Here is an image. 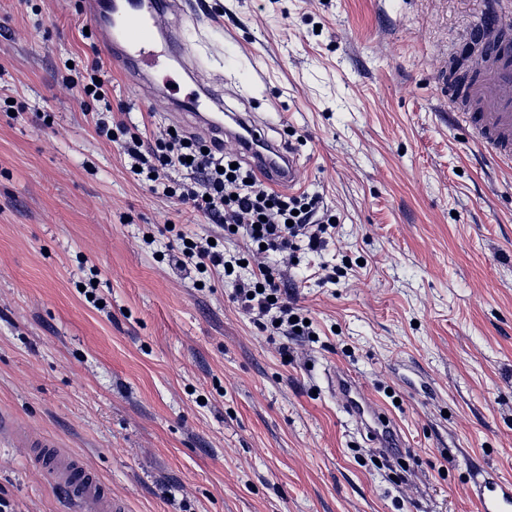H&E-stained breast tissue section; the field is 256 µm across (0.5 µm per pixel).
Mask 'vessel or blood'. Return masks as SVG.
I'll use <instances>...</instances> for the list:
<instances>
[{
  "label": "vessel or blood",
  "mask_w": 512,
  "mask_h": 512,
  "mask_svg": "<svg viewBox=\"0 0 512 512\" xmlns=\"http://www.w3.org/2000/svg\"><path fill=\"white\" fill-rule=\"evenodd\" d=\"M170 5L171 0H84L99 46L126 72L129 81H136L140 73L162 68L168 59V47L157 40V19ZM461 46L480 50L477 75L463 88L452 75H445L438 81L440 93L452 115L461 117L493 158L512 167V0H487L482 22L465 31ZM180 105L218 135L223 134L226 122H233V135L251 158L253 169L272 184L295 186L293 154L262 138L248 116L236 113L228 118L220 112H201L199 99L193 95ZM336 389L345 400L346 412L364 425L375 445L399 446L381 406L362 391L353 375H337ZM0 434L31 448L33 459L45 468L53 485L67 493L77 512H125L123 504L112 498L79 457L62 452L52 440L30 439L15 431L12 421L2 414ZM469 494L476 512H512V475L477 472Z\"/></svg>",
  "instance_id": "1"
}]
</instances>
